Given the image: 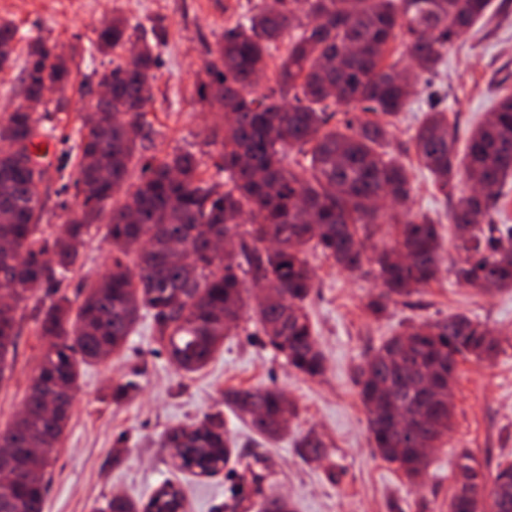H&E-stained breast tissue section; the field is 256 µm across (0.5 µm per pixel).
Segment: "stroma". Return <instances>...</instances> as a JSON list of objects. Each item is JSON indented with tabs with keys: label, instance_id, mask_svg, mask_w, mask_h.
<instances>
[{
	"label": "stroma",
	"instance_id": "obj_1",
	"mask_svg": "<svg viewBox=\"0 0 512 512\" xmlns=\"http://www.w3.org/2000/svg\"><path fill=\"white\" fill-rule=\"evenodd\" d=\"M263 0H0V21L17 29L15 61L0 70V116L22 98L21 69L29 41L40 38L63 48L71 60L68 104L42 119L51 128L55 156L39 187L42 221L54 234L77 199V160L70 148L78 136V114L88 107L82 84L92 72L110 70L118 55L94 54L90 45L104 18L121 16L147 39L161 38L159 66L146 106L155 134L147 155L189 152L206 177L223 181L216 167L214 135L224 117L210 92L199 89L204 64L225 28ZM505 94H512V0H490L486 15L456 42L440 70L425 75L393 129L392 151L404 148L425 112L443 110L458 127L457 153H465L471 130ZM414 191L412 210L446 216L450 199L436 192L415 156L404 159ZM445 262L430 287L389 305L378 317L366 309L378 281L366 270L349 272L320 253L308 256L314 287L307 308L325 357L323 375L310 378L277 355L251 320H241L201 371L185 374L162 351L150 315H142L124 349L103 363L82 366L75 404L64 438L49 467L42 512H91L115 495L145 501L171 484L183 494L182 512H259L265 495L292 502L295 512H448L456 454L469 449L483 469L512 465V290L485 294L459 285L452 273L456 252L444 248ZM110 266L102 231L81 269L70 274L63 292L76 295L82 281ZM463 313L486 324L502 350L489 362L459 360L454 384V419L448 440L436 449L420 484H410L375 451L357 374L380 343L409 325ZM33 320H24L14 369L0 384V428L19 410L37 359L49 345ZM134 382L127 399L115 401L116 385ZM276 388L296 406L288 432L276 441L257 435L226 413L224 394L232 389ZM223 412L235 443L234 462L210 476L182 469L164 443L171 428L205 414ZM322 440L325 454L306 459L299 442ZM251 471H244L243 461ZM261 482H253V474ZM246 497L234 502V487Z\"/></svg>",
	"mask_w": 512,
	"mask_h": 512
}]
</instances>
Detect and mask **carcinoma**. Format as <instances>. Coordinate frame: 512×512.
I'll use <instances>...</instances> for the list:
<instances>
[{"label":"carcinoma","mask_w":512,"mask_h":512,"mask_svg":"<svg viewBox=\"0 0 512 512\" xmlns=\"http://www.w3.org/2000/svg\"><path fill=\"white\" fill-rule=\"evenodd\" d=\"M490 0H273L224 29L204 69L224 111L220 169L224 187L209 182L188 153L140 164L124 199L107 203L130 177L137 140L148 127L145 87L159 66V44L128 32L127 20L95 28V50L109 54L135 44L132 62L105 76L112 98L90 101L80 116L76 196L55 236L42 229L39 186L23 155L37 132L26 112L0 117V383L12 370L27 302L45 288L56 297L35 304L39 335L52 338L41 354L22 410L0 443L15 450L12 478L0 479V512H41L43 474L56 453L74 406L81 364H99L126 343L141 313L150 314L170 360L191 373L203 368L243 315L258 323L273 349L297 372L322 374L323 356L305 308L313 288L308 252L355 271L367 262L379 293L374 315L389 301L425 288L443 263V236L434 219L406 207L412 185L406 166L388 150L389 118L408 103V88L448 55ZM285 54L267 75L270 49L290 29ZM402 34L413 64H385ZM17 30L0 23V70L11 66ZM71 60L41 39L28 44L21 71L23 96L46 87L57 96L43 111H60ZM456 129L447 113L426 114L409 148L443 195L458 178L485 193L460 196L448 212L457 258L454 274L465 286L512 288V224H496L502 187L512 179V95L468 138L464 161L455 152ZM296 150L302 159L289 158ZM105 228L112 265L85 283L77 310L60 285L83 266L91 228ZM385 228L380 241L375 229ZM229 231L238 246L217 252L212 242ZM268 298L256 294V286ZM499 339L463 313L412 327L385 340L361 371V399L374 448L412 484L452 428L448 390L457 358L490 361ZM224 402L252 427L274 439L288 428L295 406L274 388L230 390ZM183 449L181 467L213 472L231 455L224 420L205 415L166 434ZM41 452L31 455L29 449ZM448 512H512V465L487 478L468 451L458 456ZM96 512H141L116 496Z\"/></svg>","instance_id":"obj_1"}]
</instances>
